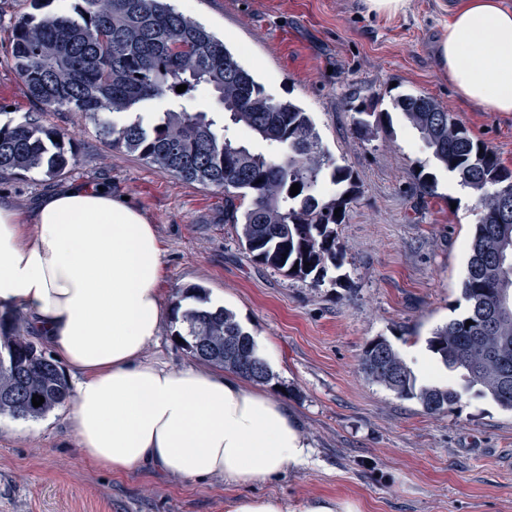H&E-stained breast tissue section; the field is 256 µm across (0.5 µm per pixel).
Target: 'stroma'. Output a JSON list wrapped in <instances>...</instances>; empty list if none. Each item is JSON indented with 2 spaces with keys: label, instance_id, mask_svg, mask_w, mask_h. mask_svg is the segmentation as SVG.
<instances>
[{
  "label": "stroma",
  "instance_id": "stroma-1",
  "mask_svg": "<svg viewBox=\"0 0 512 512\" xmlns=\"http://www.w3.org/2000/svg\"><path fill=\"white\" fill-rule=\"evenodd\" d=\"M169 2L222 39L268 96L309 112L327 154L353 171L359 189L338 227L337 283L314 288L255 262L224 221L223 190L109 147L81 112L45 117L64 138V174L0 176V198L25 213L38 196L83 182L139 204L164 251V299L199 285L234 313L270 352L264 388L297 415L312 456L244 486L148 468L110 473L83 456L67 402L37 421L0 416V512H227L236 497L266 494L291 507L331 498L361 512H512V412L464 389L428 347L466 310L477 201L391 109L400 94H426L512 168V112L461 100L438 67L434 48L454 0H409L392 17L367 13L363 0ZM32 11L31 0H0V125L35 109L10 52L15 24ZM369 104L389 117L361 133L355 121ZM422 171L435 176L434 194L420 193ZM380 337L418 384L460 389L452 412L428 414L366 379L360 356Z\"/></svg>",
  "mask_w": 512,
  "mask_h": 512
}]
</instances>
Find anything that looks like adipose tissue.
I'll use <instances>...</instances> for the list:
<instances>
[{"mask_svg":"<svg viewBox=\"0 0 512 512\" xmlns=\"http://www.w3.org/2000/svg\"><path fill=\"white\" fill-rule=\"evenodd\" d=\"M436 57L464 101L512 112V8L459 0ZM154 224L111 190L71 183L30 213L0 201V309L30 327L75 381L70 422L83 455L234 484L262 482L311 456L285 404L232 374L148 359L166 315Z\"/></svg>","mask_w":512,"mask_h":512,"instance_id":"ef3b65f1","label":"adipose tissue"}]
</instances>
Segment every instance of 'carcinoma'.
I'll return each instance as SVG.
<instances>
[{
  "mask_svg": "<svg viewBox=\"0 0 512 512\" xmlns=\"http://www.w3.org/2000/svg\"><path fill=\"white\" fill-rule=\"evenodd\" d=\"M15 70L37 113L0 126V174L39 171L49 177L68 164L60 132L48 112H84L114 148L138 153L187 182L224 190V223L236 227L240 246L257 263L310 282L325 283L341 267L337 227L358 186L352 170L330 160L309 113L276 102L224 41L177 12L168 0H81L76 15L29 14L14 26ZM185 84L187 89L176 92ZM200 85L221 105L218 112H190L184 104ZM170 107L151 125L141 117L119 125L114 116L151 100ZM392 108L420 133L438 163L465 188L478 193L479 219L469 244L461 296L467 312L437 329L429 348L449 370H461L512 411V220L502 218L504 195L512 196V169L464 123L421 93L393 98ZM283 153L276 161L226 136L227 124ZM336 187L325 199L324 181ZM498 189L487 194L484 186ZM300 192L292 196V184ZM250 198L240 210L236 201ZM341 209L340 217L334 210ZM310 266H305V263ZM197 285L176 292L175 336L191 357L254 382L270 378L252 336L222 307H185L203 301ZM472 321L466 325V321ZM366 377L400 398L415 399L428 414L450 411L460 392L450 384H416L399 352L384 338L360 357ZM44 397L35 407L33 395ZM70 398L59 366L30 339L16 316L0 318V415L38 420Z\"/></svg>",
  "mask_w": 512,
  "mask_h": 512,
  "instance_id": "cac0c4a2",
  "label": "carcinoma"
}]
</instances>
